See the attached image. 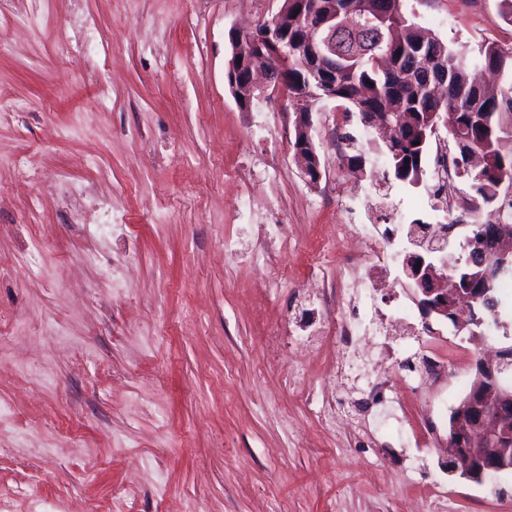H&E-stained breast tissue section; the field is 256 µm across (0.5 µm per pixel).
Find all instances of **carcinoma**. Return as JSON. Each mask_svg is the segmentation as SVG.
Returning a JSON list of instances; mask_svg holds the SVG:
<instances>
[{"label":"carcinoma","mask_w":512,"mask_h":512,"mask_svg":"<svg viewBox=\"0 0 512 512\" xmlns=\"http://www.w3.org/2000/svg\"><path fill=\"white\" fill-rule=\"evenodd\" d=\"M279 26L288 30V98H307L308 112L336 102L366 129L371 151L359 148L347 157L351 172L364 174L382 160L396 180L420 184L431 137L442 126L457 177L473 198L499 208L502 182L512 187V44L488 41L473 55L451 47L406 13L405 0H288ZM310 26L327 41L321 64L310 59L302 40ZM237 60L233 55L228 61L229 85L249 78ZM382 112L392 113L398 136L387 139L376 129L373 120ZM476 151L489 158L477 171L469 168ZM484 230L483 224L470 227L459 244V270L469 269L478 248L505 245Z\"/></svg>","instance_id":"1"}]
</instances>
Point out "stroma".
<instances>
[{"mask_svg":"<svg viewBox=\"0 0 512 512\" xmlns=\"http://www.w3.org/2000/svg\"><path fill=\"white\" fill-rule=\"evenodd\" d=\"M282 4L0 0V512H512V473L441 466L453 380L404 388L394 360L466 334L424 330L402 268L369 293L379 257L341 237L379 188L422 217L431 182L351 176L365 133L329 103L310 183L291 108L228 87L230 30ZM407 9L454 47L512 43L500 0ZM401 304L400 348L376 319Z\"/></svg>","mask_w":512,"mask_h":512,"instance_id":"35a3bbf8","label":"stroma"}]
</instances>
